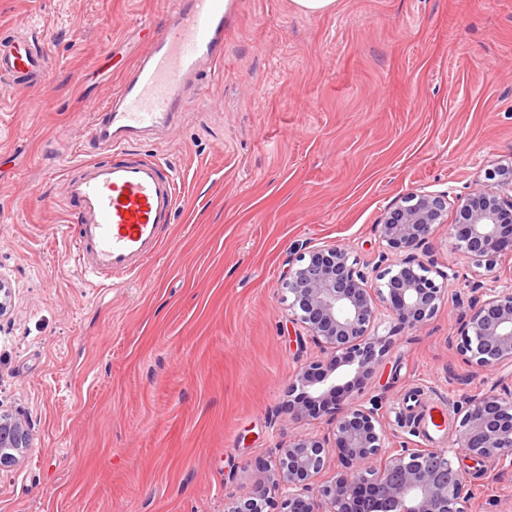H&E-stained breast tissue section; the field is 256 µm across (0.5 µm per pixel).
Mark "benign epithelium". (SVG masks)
<instances>
[{"instance_id":"obj_1","label":"benign epithelium","mask_w":512,"mask_h":512,"mask_svg":"<svg viewBox=\"0 0 512 512\" xmlns=\"http://www.w3.org/2000/svg\"><path fill=\"white\" fill-rule=\"evenodd\" d=\"M450 235L464 255L495 268L512 253V177L480 186L454 202ZM448 209V193L412 192L388 206L377 225L378 261L361 265L336 243L302 245L283 278L296 344L309 338L327 358L302 368L289 387L294 416L325 413L332 436H300L279 449L275 468L224 512H468L465 472L443 450H386L388 434L376 404L361 395L392 342L375 326L418 330L454 296L467 306L455 348L470 368L512 365V282L488 290L468 284L470 296L449 291L454 267L420 260L433 226ZM459 443L476 461L512 463V399L488 394L459 410ZM32 448L31 426L20 412L0 411V470L21 463ZM341 470L320 482L331 454Z\"/></svg>"}]
</instances>
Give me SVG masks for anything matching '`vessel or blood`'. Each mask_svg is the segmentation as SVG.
<instances>
[{
	"label": "vessel or blood",
	"mask_w": 512,
	"mask_h": 512,
	"mask_svg": "<svg viewBox=\"0 0 512 512\" xmlns=\"http://www.w3.org/2000/svg\"><path fill=\"white\" fill-rule=\"evenodd\" d=\"M228 19L225 0H171L148 51L115 85L103 119L93 125L94 144L106 147L112 160H84L65 171L66 195L75 208L72 259L101 287L131 280L162 249L179 203L177 181L144 143L187 111L189 79L223 75ZM45 53L42 39L0 35V78L20 88L46 82ZM401 409L422 435L432 438L444 429L436 405L423 394L405 396Z\"/></svg>",
	"instance_id": "1"
}]
</instances>
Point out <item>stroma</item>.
<instances>
[{
	"label": "stroma",
	"instance_id": "obj_1",
	"mask_svg": "<svg viewBox=\"0 0 512 512\" xmlns=\"http://www.w3.org/2000/svg\"><path fill=\"white\" fill-rule=\"evenodd\" d=\"M169 0H0V29L41 32L46 84H0V405L23 412L29 456L0 471V512H224L298 435L288 389L322 358L291 341L282 276L298 244L339 243L366 262L384 210L411 192L462 196L512 163V0H237L224 76L155 144L181 197L165 246L128 284L101 288L57 234L62 181L94 155L92 106L146 50ZM454 213L425 262L457 289L485 269L455 248ZM486 287L493 280L484 279ZM464 310L394 335L365 389L390 451L420 448L394 408L418 387L456 411L512 395V365L468 368L451 340ZM457 455L469 512H512V465Z\"/></svg>",
	"mask_w": 512,
	"mask_h": 512
}]
</instances>
